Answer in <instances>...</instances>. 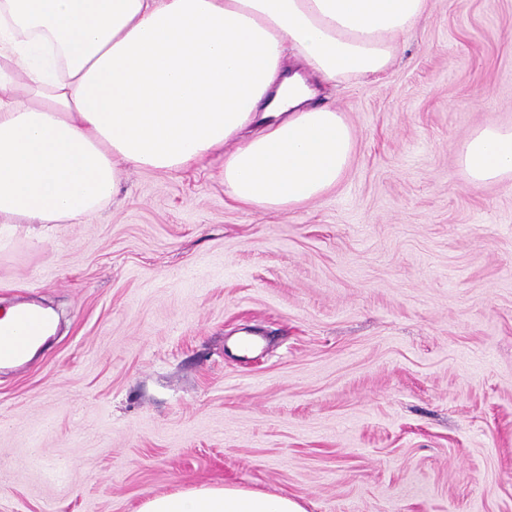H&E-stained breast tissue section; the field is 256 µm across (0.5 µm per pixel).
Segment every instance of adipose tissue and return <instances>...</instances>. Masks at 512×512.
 I'll return each mask as SVG.
<instances>
[{"instance_id":"ef3b65f1","label":"adipose tissue","mask_w":512,"mask_h":512,"mask_svg":"<svg viewBox=\"0 0 512 512\" xmlns=\"http://www.w3.org/2000/svg\"><path fill=\"white\" fill-rule=\"evenodd\" d=\"M428 0H0V224L78 223L125 168L224 151L237 202L288 211L344 178L356 140L321 86L384 74ZM469 184L512 176V128L473 132ZM139 512H306L236 486Z\"/></svg>"}]
</instances>
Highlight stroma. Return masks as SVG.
I'll return each instance as SVG.
<instances>
[{
    "label": "stroma",
    "instance_id": "stroma-1",
    "mask_svg": "<svg viewBox=\"0 0 512 512\" xmlns=\"http://www.w3.org/2000/svg\"><path fill=\"white\" fill-rule=\"evenodd\" d=\"M319 99L355 154L290 211L234 202L218 153L128 170L81 223L0 228V307L59 318L0 372V512L224 485L512 512V177L475 189L457 163L512 126V0H428L386 73Z\"/></svg>",
    "mask_w": 512,
    "mask_h": 512
}]
</instances>
